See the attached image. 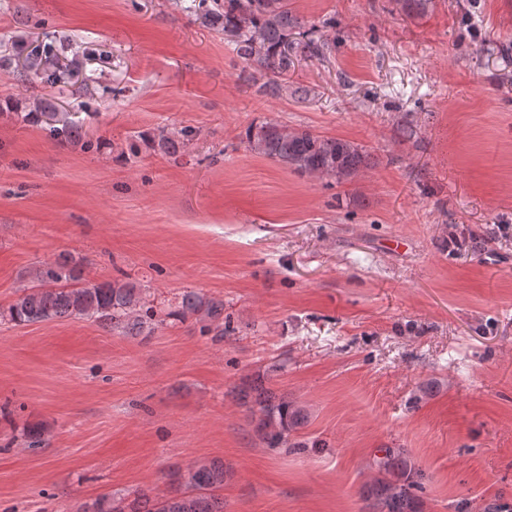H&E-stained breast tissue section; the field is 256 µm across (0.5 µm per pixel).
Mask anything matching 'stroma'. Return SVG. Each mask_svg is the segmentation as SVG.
<instances>
[{
  "instance_id": "35a3bbf8",
  "label": "stroma",
  "mask_w": 512,
  "mask_h": 512,
  "mask_svg": "<svg viewBox=\"0 0 512 512\" xmlns=\"http://www.w3.org/2000/svg\"><path fill=\"white\" fill-rule=\"evenodd\" d=\"M290 4L333 46L269 97L206 0H0V308L69 253L162 314L223 300L233 327L0 321V512H80L213 460L224 512H373L381 448L424 472L422 512L512 505V0ZM62 40L73 76H19ZM39 101L91 148L51 139ZM265 118L369 164L297 174L247 148ZM183 129L179 158L141 144ZM281 361L269 383L305 421L271 449L233 390Z\"/></svg>"
}]
</instances>
